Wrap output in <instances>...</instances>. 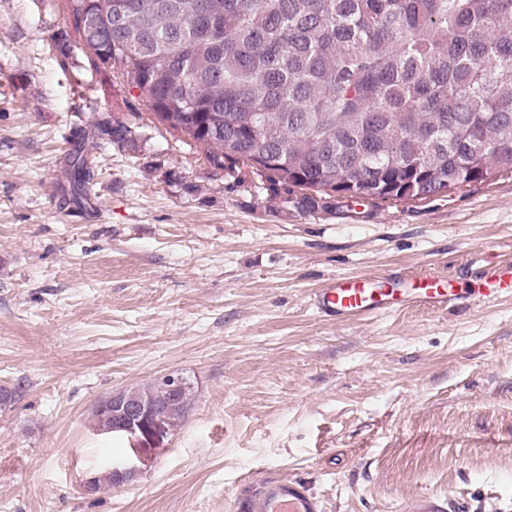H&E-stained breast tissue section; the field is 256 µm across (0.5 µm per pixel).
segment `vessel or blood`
Returning <instances> with one entry per match:
<instances>
[{
  "label": "vessel or blood",
  "instance_id": "vessel-or-blood-1",
  "mask_svg": "<svg viewBox=\"0 0 512 512\" xmlns=\"http://www.w3.org/2000/svg\"><path fill=\"white\" fill-rule=\"evenodd\" d=\"M458 301V295L452 293L430 267L421 268L410 279L394 276L384 286L371 276L339 277L312 297L318 313L336 320L368 317L413 306L452 307ZM233 512H319V508L303 484L271 479L266 481L261 491L237 496Z\"/></svg>",
  "mask_w": 512,
  "mask_h": 512
}]
</instances>
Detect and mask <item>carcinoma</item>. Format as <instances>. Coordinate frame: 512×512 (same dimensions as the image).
Masks as SVG:
<instances>
[{"mask_svg": "<svg viewBox=\"0 0 512 512\" xmlns=\"http://www.w3.org/2000/svg\"><path fill=\"white\" fill-rule=\"evenodd\" d=\"M79 46L188 135L205 164L241 167L277 198L422 201L512 176V0H67ZM121 148L132 128L99 127ZM67 163L80 207L90 148ZM146 400L183 422L192 388Z\"/></svg>", "mask_w": 512, "mask_h": 512, "instance_id": "cac0c4a2", "label": "carcinoma"}]
</instances>
